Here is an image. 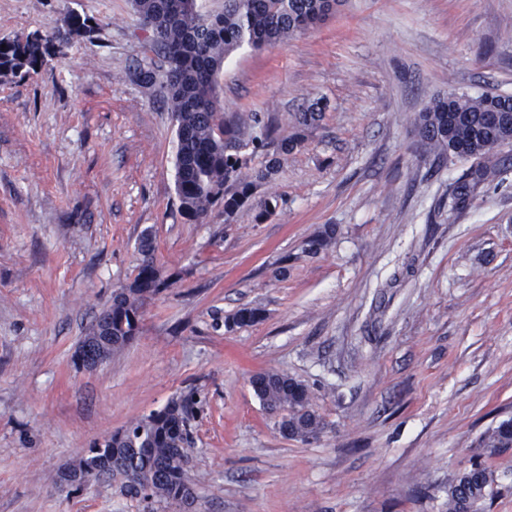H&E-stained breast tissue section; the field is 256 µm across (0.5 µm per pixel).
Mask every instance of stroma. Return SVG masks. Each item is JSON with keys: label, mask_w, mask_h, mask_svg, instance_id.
I'll list each match as a JSON object with an SVG mask.
<instances>
[{"label": "stroma", "mask_w": 512, "mask_h": 512, "mask_svg": "<svg viewBox=\"0 0 512 512\" xmlns=\"http://www.w3.org/2000/svg\"><path fill=\"white\" fill-rule=\"evenodd\" d=\"M70 9L94 38L0 83V512H179L58 475L190 390L195 512H448L449 478L476 461L496 475L486 512H512V449L479 445L512 417V145L451 213L471 162L435 160L414 129L431 97L512 95V0H349L235 51L225 118L288 135L315 99L330 108L229 224L219 206L201 223L179 211L172 115L125 76L148 41L130 0H0V39L55 32ZM146 231L167 286L85 369L74 353ZM243 307L261 321L225 328ZM266 370L311 388L318 438L281 435L249 384Z\"/></svg>", "instance_id": "stroma-1"}]
</instances>
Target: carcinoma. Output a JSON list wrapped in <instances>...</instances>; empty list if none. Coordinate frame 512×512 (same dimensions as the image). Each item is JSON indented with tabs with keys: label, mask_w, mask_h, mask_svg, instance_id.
<instances>
[{
	"label": "carcinoma",
	"mask_w": 512,
	"mask_h": 512,
	"mask_svg": "<svg viewBox=\"0 0 512 512\" xmlns=\"http://www.w3.org/2000/svg\"><path fill=\"white\" fill-rule=\"evenodd\" d=\"M328 0H224V10L210 13L202 0H131L139 22H151L149 45L144 57L128 68L126 75L149 98L160 96L176 127V194L179 209L190 221H203L217 205L224 217L232 218L252 196L257 182L269 179L279 157L292 152L303 140L302 132L315 125L329 107L322 97L296 117L297 131L277 139L258 114L245 112L224 119L218 78L227 56L238 47L261 48L297 38L327 20ZM96 33L91 19L67 13L62 30L23 38L0 39V81L36 73L73 42L90 40ZM461 118L448 133V113ZM512 112V95L451 93L430 99L415 119L421 144L438 158L457 156L456 144L475 133L481 138L470 157L478 160L468 178L456 182L448 194V210L465 207L477 187L498 172L497 151L512 139L494 122V113ZM273 150L265 167L248 179L242 168L249 157ZM335 230L326 228L308 243L307 253L317 255L328 248ZM155 240L142 234L138 251L142 256L137 275L127 286L113 292L105 311L112 328L101 334L95 321L84 340L93 342L96 355L108 360L138 334L144 300L166 287L153 255ZM263 317L254 307L239 309L225 327L250 326ZM250 381L263 407L281 414L279 432L307 442L316 438L325 424L313 406L312 394L301 381L285 373L262 371ZM198 393L190 391L167 404L130 421L103 440L92 442L76 467L97 472L103 481H118L134 498L153 503H181L189 479L185 466L192 443V421L198 412ZM484 448H512V418L489 427L480 437ZM495 472L479 463L448 481V512H479L493 494Z\"/></svg>",
	"instance_id": "carcinoma-1"
}]
</instances>
